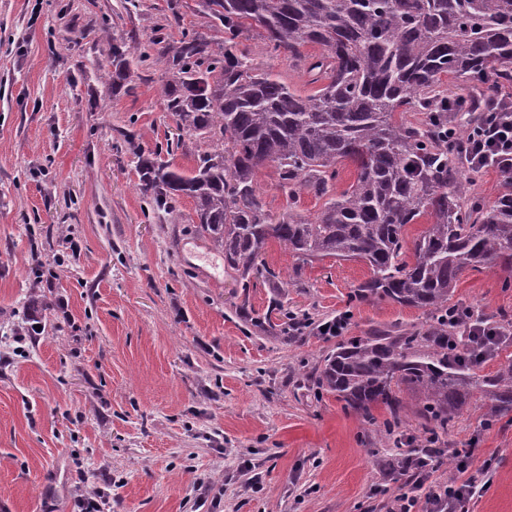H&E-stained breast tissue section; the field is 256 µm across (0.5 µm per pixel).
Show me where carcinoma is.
Returning a JSON list of instances; mask_svg holds the SVG:
<instances>
[{
	"label": "carcinoma",
	"instance_id": "obj_1",
	"mask_svg": "<svg viewBox=\"0 0 512 512\" xmlns=\"http://www.w3.org/2000/svg\"><path fill=\"white\" fill-rule=\"evenodd\" d=\"M211 27L224 30L216 50L206 33L157 35L150 54L132 35L112 31L113 89L128 85L130 62L160 66L164 109L188 137L214 141L197 155L194 175L137 156L139 189L167 215L181 196L193 201L197 231L224 252V269L242 287L259 275L271 242L295 258L293 274L325 258L365 263L370 276L349 295L355 304L389 302L427 316L420 328L375 329L337 343L312 373L317 390L336 396L363 422H383L391 435L405 397L426 441L448 432L471 405L496 422L512 415V361L493 376L472 367L512 345L460 343L448 349L447 311L467 270H512V176L489 201L460 145L488 111V95L512 81V0H200ZM273 51L319 84L302 95L258 66L239 38L253 26ZM317 46L321 52L308 53ZM462 82L448 121L444 79ZM355 180L336 190L338 166ZM270 166L277 189L295 205L304 194L323 201L316 215L290 209L274 216L257 174ZM431 223L412 243L404 228ZM297 339L310 324L274 302Z\"/></svg>",
	"mask_w": 512,
	"mask_h": 512
}]
</instances>
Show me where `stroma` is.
I'll return each instance as SVG.
<instances>
[{
	"instance_id": "obj_1",
	"label": "stroma",
	"mask_w": 512,
	"mask_h": 512,
	"mask_svg": "<svg viewBox=\"0 0 512 512\" xmlns=\"http://www.w3.org/2000/svg\"><path fill=\"white\" fill-rule=\"evenodd\" d=\"M0 0V512H385L409 477L392 467L419 442L416 421L386 437L383 409L365 425L306 379L338 339L316 324L348 315L345 337L421 326V310L352 306L370 270L326 258L306 266L270 243L280 284L240 288L224 255L198 234L193 202L154 217L137 151L192 174L207 142L179 139L162 105L160 70L119 91L111 27L209 30L197 0ZM210 31V30H209ZM242 44L299 93L315 85L270 55L260 28ZM53 285L34 297V273ZM476 315L512 314V273L470 270L454 294ZM308 312L291 341L262 323L273 299ZM39 330H32V323ZM30 333L18 337L20 327ZM464 410L452 448L488 484L468 512H512V422Z\"/></svg>"
}]
</instances>
